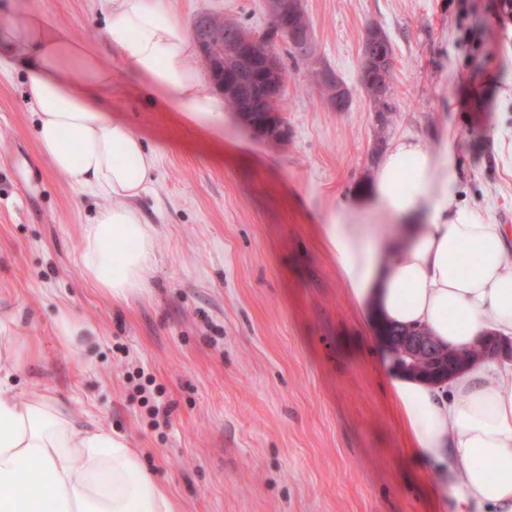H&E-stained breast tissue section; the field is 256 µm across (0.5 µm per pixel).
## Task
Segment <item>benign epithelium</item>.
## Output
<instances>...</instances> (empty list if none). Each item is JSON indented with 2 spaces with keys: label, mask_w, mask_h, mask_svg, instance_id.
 Returning <instances> with one entry per match:
<instances>
[{
  "label": "benign epithelium",
  "mask_w": 512,
  "mask_h": 512,
  "mask_svg": "<svg viewBox=\"0 0 512 512\" xmlns=\"http://www.w3.org/2000/svg\"><path fill=\"white\" fill-rule=\"evenodd\" d=\"M263 8L270 27L288 35L291 47L300 55L313 53L314 45L310 32L299 23L304 13V0H263ZM192 37L205 62L211 80L218 91L226 98L241 95L246 86L260 80L266 88L264 111L274 116L280 115L279 103L285 87V70L280 64L276 51H270L259 67L250 62V49L261 36L245 28L236 17L225 15L221 18L220 31L211 28L210 17L198 14L191 30ZM394 64L393 55L383 50H369L361 63V74L373 86V92L386 99L390 98V69ZM319 80L325 85L324 102L336 112L344 110L339 97L341 89L336 87V79L329 71L320 73ZM383 344L391 351L394 360L413 374L426 377L433 384L442 383L450 375L434 376L430 365L434 363L432 351L424 347L420 336H383Z\"/></svg>",
  "instance_id": "7a95c632"
}]
</instances>
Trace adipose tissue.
<instances>
[{"mask_svg":"<svg viewBox=\"0 0 512 512\" xmlns=\"http://www.w3.org/2000/svg\"><path fill=\"white\" fill-rule=\"evenodd\" d=\"M106 46L77 38L53 10L12 15L0 4V71H23L24 98L51 168L105 198L81 253L85 274L122 302L142 293L154 239L139 200L159 164L141 135L112 115V61L145 90L215 135L222 98L204 86L197 48L172 0H109ZM78 71L71 83L66 75ZM456 141L392 140L370 186V206L404 222L394 240L359 220L321 227L358 317L422 329L442 348L471 349L487 331L512 338V229L456 204ZM32 342L0 336V512H180L123 434L82 421L66 401L19 395ZM411 453L448 484L455 512H512V367L487 361L442 386L396 370L385 379ZM38 479H28L31 469Z\"/></svg>","mask_w":512,"mask_h":512,"instance_id":"obj_1","label":"adipose tissue"}]
</instances>
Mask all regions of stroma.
Returning a JSON list of instances; mask_svg holds the SVG:
<instances>
[{"label":"stroma","instance_id":"35a3bbf8","mask_svg":"<svg viewBox=\"0 0 512 512\" xmlns=\"http://www.w3.org/2000/svg\"><path fill=\"white\" fill-rule=\"evenodd\" d=\"M41 3L82 39L105 40L108 0ZM496 0H304L318 55L351 91L333 112L312 70L285 60L287 138L234 113L215 137L151 101L112 62V113L160 163L140 202L154 238L146 289L114 303L80 254L99 198L77 193L38 149L24 77L0 73V334L40 357L17 377L125 434L181 512H433L436 474L407 450L367 338L319 232L362 197L388 143L457 134L458 205L512 225V25L481 33ZM184 22L234 15L260 33L262 0H177ZM381 26L394 51L392 112L358 83L361 44ZM497 75L463 109L464 84ZM90 324L76 348L61 314ZM153 384L142 387L143 375Z\"/></svg>","mask_w":512,"mask_h":512}]
</instances>
